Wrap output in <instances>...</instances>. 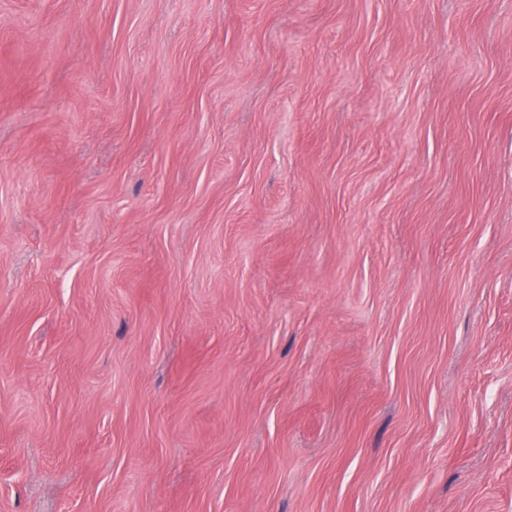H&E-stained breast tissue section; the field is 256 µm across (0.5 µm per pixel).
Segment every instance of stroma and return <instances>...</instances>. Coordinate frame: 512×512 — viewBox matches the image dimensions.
<instances>
[{
	"mask_svg": "<svg viewBox=\"0 0 512 512\" xmlns=\"http://www.w3.org/2000/svg\"><path fill=\"white\" fill-rule=\"evenodd\" d=\"M0 512H512V0H0Z\"/></svg>",
	"mask_w": 512,
	"mask_h": 512,
	"instance_id": "35a3bbf8",
	"label": "stroma"
}]
</instances>
